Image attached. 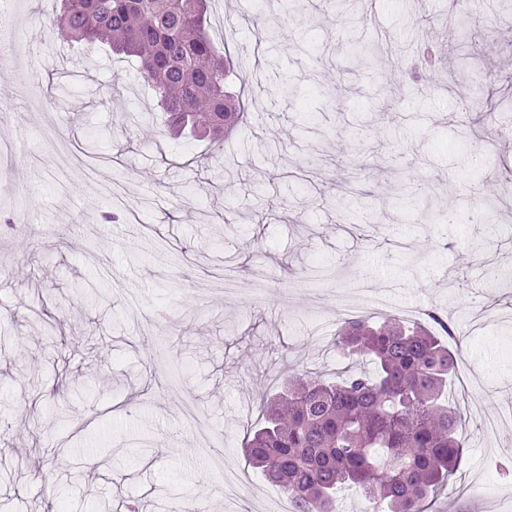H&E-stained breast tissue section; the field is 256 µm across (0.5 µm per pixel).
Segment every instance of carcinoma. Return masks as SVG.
<instances>
[{
    "mask_svg": "<svg viewBox=\"0 0 512 512\" xmlns=\"http://www.w3.org/2000/svg\"><path fill=\"white\" fill-rule=\"evenodd\" d=\"M210 2L62 0L49 25L70 44L137 59L167 131L198 130L219 147L246 106L227 87L233 61L208 32ZM425 316L439 334L396 318L345 323L336 348L373 371L336 383L295 375L283 394L260 401L264 424L248 434L245 454L294 512H337L339 485L360 490L377 512H425L447 485L464 448L460 412L445 398L457 356L443 338L455 337V325L435 309Z\"/></svg>",
    "mask_w": 512,
    "mask_h": 512,
    "instance_id": "carcinoma-1",
    "label": "carcinoma"
}]
</instances>
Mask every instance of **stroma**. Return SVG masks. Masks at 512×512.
Listing matches in <instances>:
<instances>
[{
    "label": "stroma",
    "mask_w": 512,
    "mask_h": 512,
    "mask_svg": "<svg viewBox=\"0 0 512 512\" xmlns=\"http://www.w3.org/2000/svg\"><path fill=\"white\" fill-rule=\"evenodd\" d=\"M58 4L18 0L34 43L0 69V512H270L243 448L259 399L363 369L335 346L361 286L375 318L456 326L465 448L427 512H512V454L483 426L512 410L504 21L470 0L457 42V0H217L216 42L259 75L218 150L145 120L137 62L83 60L46 27Z\"/></svg>",
    "instance_id": "1"
}]
</instances>
